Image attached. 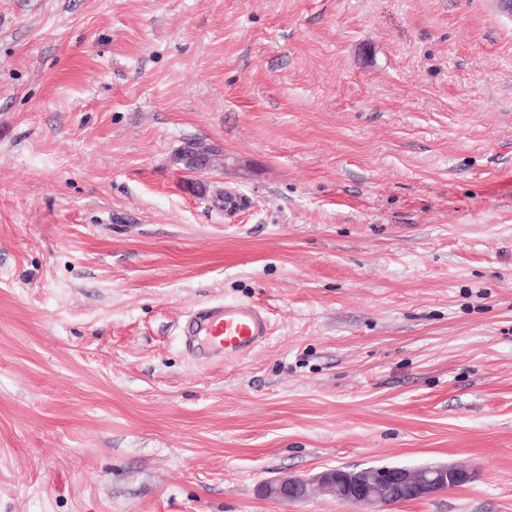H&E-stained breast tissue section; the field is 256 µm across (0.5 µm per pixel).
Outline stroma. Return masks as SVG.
Wrapping results in <instances>:
<instances>
[{"mask_svg":"<svg viewBox=\"0 0 512 512\" xmlns=\"http://www.w3.org/2000/svg\"><path fill=\"white\" fill-rule=\"evenodd\" d=\"M224 301L271 335L198 362ZM427 464L469 479L387 512H512L495 0H0V512H364L263 486ZM270 330V320L263 308L238 302L198 310L185 322L183 332L192 355L205 344L227 357L251 353L267 340Z\"/></svg>","mask_w":512,"mask_h":512,"instance_id":"1","label":"stroma"}]
</instances>
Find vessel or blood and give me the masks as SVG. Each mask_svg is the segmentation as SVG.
I'll use <instances>...</instances> for the list:
<instances>
[{
  "instance_id": "obj_1",
  "label": "vessel or blood",
  "mask_w": 512,
  "mask_h": 512,
  "mask_svg": "<svg viewBox=\"0 0 512 512\" xmlns=\"http://www.w3.org/2000/svg\"><path fill=\"white\" fill-rule=\"evenodd\" d=\"M269 335L270 320L265 310L246 302L200 309L184 327L189 351L204 345L227 356L247 355Z\"/></svg>"
}]
</instances>
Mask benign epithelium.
Segmentation results:
<instances>
[{
	"mask_svg": "<svg viewBox=\"0 0 512 512\" xmlns=\"http://www.w3.org/2000/svg\"><path fill=\"white\" fill-rule=\"evenodd\" d=\"M332 485L347 489L348 496L368 512H385L389 507L399 503L401 497L415 500L451 489L465 482L469 475L462 471L453 476L436 473L430 479H419L406 470L379 469L367 475L361 482L340 468L321 474Z\"/></svg>",
	"mask_w": 512,
	"mask_h": 512,
	"instance_id": "benign-epithelium-1",
	"label": "benign epithelium"
}]
</instances>
